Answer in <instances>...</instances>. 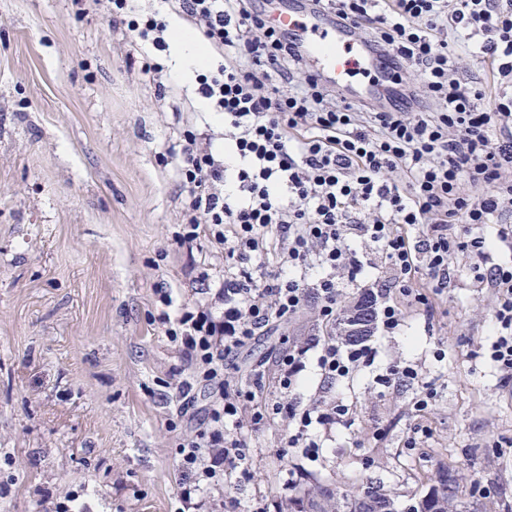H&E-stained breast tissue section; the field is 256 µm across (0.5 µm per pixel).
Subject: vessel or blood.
I'll list each match as a JSON object with an SVG mask.
<instances>
[{
  "label": "vessel or blood",
  "mask_w": 512,
  "mask_h": 512,
  "mask_svg": "<svg viewBox=\"0 0 512 512\" xmlns=\"http://www.w3.org/2000/svg\"><path fill=\"white\" fill-rule=\"evenodd\" d=\"M271 17L296 36L315 78L341 85L352 99H359L361 87L354 78L368 70L369 61L365 42L355 39L351 28L329 30L322 13L307 0H293L288 10L272 12Z\"/></svg>",
  "instance_id": "b4317fda"
}]
</instances>
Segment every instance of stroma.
I'll use <instances>...</instances> for the list:
<instances>
[{
    "instance_id": "35a3bbf8",
    "label": "stroma",
    "mask_w": 512,
    "mask_h": 512,
    "mask_svg": "<svg viewBox=\"0 0 512 512\" xmlns=\"http://www.w3.org/2000/svg\"><path fill=\"white\" fill-rule=\"evenodd\" d=\"M161 63L187 97H161L128 38L74 0H0V512H174L177 445L191 427L175 386L185 367L156 318L160 290L195 306L224 279V251L201 237L177 242L187 193L177 164L188 106L196 129L224 150V124L205 111L195 81ZM369 269L342 290L341 306L377 293L386 274L376 249L358 244ZM458 256V281L432 311H409L399 331L375 327L376 350L348 382H321L314 364L290 402L350 407V424L317 426L321 446L289 448L287 417L253 428L241 419L252 469L229 494L251 512H292L322 486L355 494L381 481L396 512L423 496L439 468L462 469L472 512H512V382L468 354L491 334L495 295ZM315 298L290 322L227 360L244 383L284 348L321 335ZM419 380L381 384L392 364ZM436 392L415 419L422 385ZM429 429L415 447V422ZM223 489L205 493L222 512Z\"/></svg>"
}]
</instances>
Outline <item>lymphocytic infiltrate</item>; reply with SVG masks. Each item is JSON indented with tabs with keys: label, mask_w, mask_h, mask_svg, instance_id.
Returning <instances> with one entry per match:
<instances>
[{
	"label": "lymphocytic infiltrate",
	"mask_w": 512,
	"mask_h": 512,
	"mask_svg": "<svg viewBox=\"0 0 512 512\" xmlns=\"http://www.w3.org/2000/svg\"><path fill=\"white\" fill-rule=\"evenodd\" d=\"M145 11L133 0H103L111 28L124 31L161 95L171 93L155 53L168 48L167 14L193 25L220 63L198 74V92L223 113L231 152L217 158L184 130L178 173L189 244L200 236L228 260L224 320L175 304L163 292L165 334L189 372L177 384L187 413L198 384L215 400L178 446L181 474L175 512H204L205 487L249 475L252 456L237 431L243 410L254 428L287 414L289 448H314L313 425L343 420L349 408L283 407L295 391L308 349L327 382L353 379L371 346L314 339L279 356L277 399L260 384L227 390L224 362L276 322L298 316L308 296L322 324L334 326L341 290L362 265L358 239L380 252L402 303H385L382 326L400 330L407 309H430L455 281V258L467 255L496 295L487 358L512 379V0H311L314 9L363 34L393 74L384 104L327 94L309 60L285 31L271 26L256 0H160ZM469 56L483 78L460 73ZM254 63L242 67V60ZM416 71L420 87L406 83ZM496 227L487 235L485 225ZM274 252V270L252 266Z\"/></svg>",
	"instance_id": "obj_1"
}]
</instances>
